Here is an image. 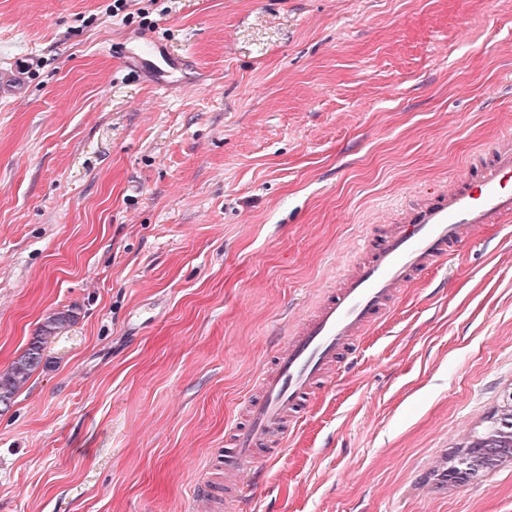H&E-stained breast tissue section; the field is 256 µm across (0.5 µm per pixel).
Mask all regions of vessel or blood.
<instances>
[{
	"label": "vessel or blood",
	"instance_id": "obj_1",
	"mask_svg": "<svg viewBox=\"0 0 512 512\" xmlns=\"http://www.w3.org/2000/svg\"><path fill=\"white\" fill-rule=\"evenodd\" d=\"M128 64L165 86L173 67L164 49L136 42ZM512 221V142L450 174L426 199L409 204L397 223L373 225L346 271L325 286L301 317L276 331L272 364L258 375L240 422L225 432L224 509L238 512L246 484H260L261 458L282 457L291 430L326 389L357 342L382 322L418 277L452 258L481 227Z\"/></svg>",
	"mask_w": 512,
	"mask_h": 512
}]
</instances>
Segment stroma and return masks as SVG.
Wrapping results in <instances>:
<instances>
[{"label":"stroma","instance_id":"stroma-1","mask_svg":"<svg viewBox=\"0 0 512 512\" xmlns=\"http://www.w3.org/2000/svg\"><path fill=\"white\" fill-rule=\"evenodd\" d=\"M149 36L184 63L127 69ZM0 512H202L224 428L368 224L512 130V0H0ZM512 388V223L363 336L250 512H512L434 470ZM72 322L69 313L57 312L50 315L33 336L27 348L0 374V409L10 408L19 390L43 364L47 345L58 337Z\"/></svg>","mask_w":512,"mask_h":512}]
</instances>
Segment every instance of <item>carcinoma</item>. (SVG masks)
<instances>
[{
  "label": "carcinoma",
  "mask_w": 512,
  "mask_h": 512,
  "mask_svg": "<svg viewBox=\"0 0 512 512\" xmlns=\"http://www.w3.org/2000/svg\"><path fill=\"white\" fill-rule=\"evenodd\" d=\"M72 322V316L65 312L50 315L33 336L27 348L0 374V409L10 408L19 390L43 364L47 345L58 337ZM458 447L469 452L467 462L474 469L476 477L497 468V457L512 449V402L502 404L486 417L482 427L467 436Z\"/></svg>",
  "instance_id": "carcinoma-1"
}]
</instances>
